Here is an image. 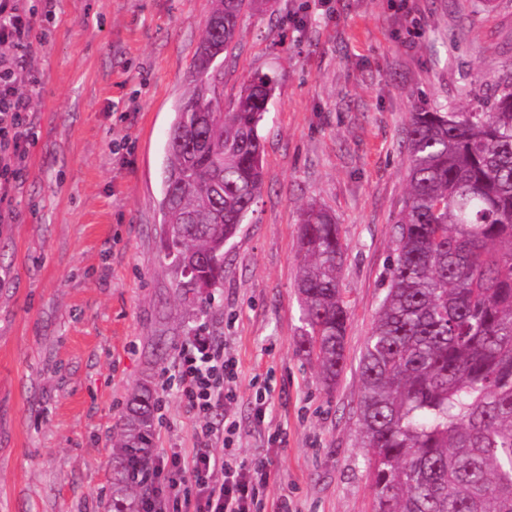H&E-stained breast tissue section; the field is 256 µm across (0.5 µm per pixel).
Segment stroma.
Masks as SVG:
<instances>
[{
	"label": "stroma",
	"instance_id": "stroma-1",
	"mask_svg": "<svg viewBox=\"0 0 512 512\" xmlns=\"http://www.w3.org/2000/svg\"><path fill=\"white\" fill-rule=\"evenodd\" d=\"M56 19L25 63L35 137L0 224V512H112L113 445L131 394L158 393L203 326L237 360L215 412L265 459L263 512H373L359 359L387 288L413 110L450 112L512 71V0H275L245 16L224 101L275 86L260 127L259 203L224 251L206 316L178 297L159 202L175 106L192 87L210 0H21ZM336 219L350 320L333 390L296 348L300 214ZM270 399L258 414L252 379ZM153 453L190 450L176 394Z\"/></svg>",
	"mask_w": 512,
	"mask_h": 512
}]
</instances>
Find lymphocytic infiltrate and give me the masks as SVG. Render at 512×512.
Wrapping results in <instances>:
<instances>
[{
  "label": "lymphocytic infiltrate",
  "instance_id": "1",
  "mask_svg": "<svg viewBox=\"0 0 512 512\" xmlns=\"http://www.w3.org/2000/svg\"><path fill=\"white\" fill-rule=\"evenodd\" d=\"M42 26L36 11L22 7L19 0H0V46L12 50L11 55H0L1 224L14 220L6 193L24 170L33 129L31 103L16 87L30 79L23 54ZM236 376L235 361L204 332L180 346L173 371L161 377L155 408L163 410L165 394L176 391L187 413L203 427L191 454L158 455L141 470L146 492L134 512H258L259 493L269 479L266 463L257 461L250 470L236 466L241 441L235 423L219 429L205 423L218 407L236 399L230 387ZM217 472L223 473V481L214 480Z\"/></svg>",
  "mask_w": 512,
  "mask_h": 512
}]
</instances>
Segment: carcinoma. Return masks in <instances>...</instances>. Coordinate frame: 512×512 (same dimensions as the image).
I'll return each instance as SVG.
<instances>
[{
    "label": "carcinoma",
    "mask_w": 512,
    "mask_h": 512,
    "mask_svg": "<svg viewBox=\"0 0 512 512\" xmlns=\"http://www.w3.org/2000/svg\"><path fill=\"white\" fill-rule=\"evenodd\" d=\"M267 0H211L193 88L176 105L161 200L165 257L207 313L224 246L262 192L259 127L272 80H245L224 108L223 56ZM454 112H411L407 191L387 291L359 364L358 421L374 512H512V72ZM339 225L300 221L298 351L331 390L344 371L348 307ZM153 395L131 397L117 472L134 475Z\"/></svg>",
    "instance_id": "cac0c4a2"
}]
</instances>
